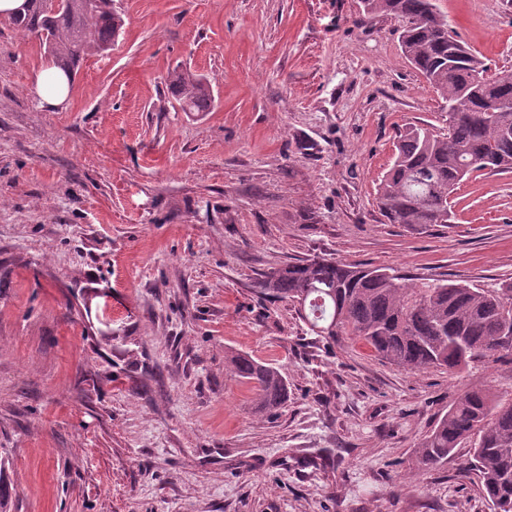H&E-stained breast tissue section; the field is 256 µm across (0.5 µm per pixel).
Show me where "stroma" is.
Returning <instances> with one entry per match:
<instances>
[{"mask_svg":"<svg viewBox=\"0 0 512 512\" xmlns=\"http://www.w3.org/2000/svg\"><path fill=\"white\" fill-rule=\"evenodd\" d=\"M491 69L512 68V0H435ZM112 51L62 107L49 61L0 19V489L7 512H494L469 449L416 471L465 388L512 366L402 370L254 289L297 260L415 283L512 280V172H473L450 225L388 223L397 136L445 127L398 23L360 0H113ZM208 78L186 112L170 73ZM279 367L252 414L227 352Z\"/></svg>","mask_w":512,"mask_h":512,"instance_id":"stroma-1","label":"stroma"}]
</instances>
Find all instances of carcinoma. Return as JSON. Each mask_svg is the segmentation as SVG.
Masks as SVG:
<instances>
[{"mask_svg":"<svg viewBox=\"0 0 512 512\" xmlns=\"http://www.w3.org/2000/svg\"><path fill=\"white\" fill-rule=\"evenodd\" d=\"M362 4L365 14L399 23L406 57L451 111L444 130L412 126L400 134L393 165L378 184L383 215L414 230L446 224L451 197L471 172L512 170V112L487 113L493 103H512V69L492 72L472 51L455 55L459 36L434 0ZM11 23L35 35L53 65L71 75L86 57L112 48L123 19L112 0H68L57 11L30 0ZM168 90L188 112H206L214 102L209 82L188 70L170 74ZM256 289L297 304L314 334L349 336L400 368L460 373L472 364H512L508 280L481 288L448 280L417 285L383 268L322 258L273 268ZM225 360L255 388V415L273 416L286 403L288 381L279 368L239 353ZM464 444L495 512H512V397L484 386L463 391L417 445L415 464L436 470Z\"/></svg>","mask_w":512,"mask_h":512,"instance_id":"1","label":"carcinoma"}]
</instances>
